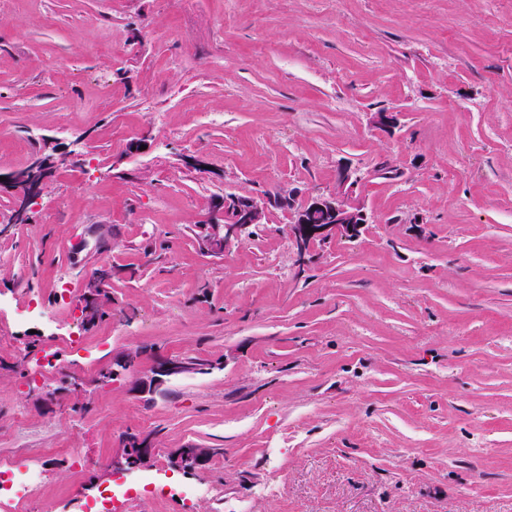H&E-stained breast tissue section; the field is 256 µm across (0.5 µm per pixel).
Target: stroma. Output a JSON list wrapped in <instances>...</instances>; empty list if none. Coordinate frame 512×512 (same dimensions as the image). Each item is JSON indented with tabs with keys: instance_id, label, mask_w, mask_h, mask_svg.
I'll return each mask as SVG.
<instances>
[{
	"instance_id": "1",
	"label": "stroma",
	"mask_w": 512,
	"mask_h": 512,
	"mask_svg": "<svg viewBox=\"0 0 512 512\" xmlns=\"http://www.w3.org/2000/svg\"><path fill=\"white\" fill-rule=\"evenodd\" d=\"M40 154L28 223L0 185V294L56 317L52 342L0 312V457L51 453L38 512L143 475L166 498L113 512H512V0H0V172ZM344 165L358 240L300 262L272 208L204 251L224 194L326 193ZM129 351L208 366L143 395L105 377ZM129 434L153 461L113 471ZM186 447L210 464L175 469ZM111 276V272L109 270L103 269L96 276L90 278L87 288L88 295L84 299V305L82 307L83 320L86 322V325H92L97 318L103 319L109 315V313L103 308H101V303L99 301L98 295L100 290L105 286L106 280ZM100 311V314H99ZM99 314V316H98Z\"/></svg>"
}]
</instances>
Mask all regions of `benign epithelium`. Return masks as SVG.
I'll list each match as a JSON object with an SVG mask.
<instances>
[{"label":"benign epithelium","mask_w":512,"mask_h":512,"mask_svg":"<svg viewBox=\"0 0 512 512\" xmlns=\"http://www.w3.org/2000/svg\"><path fill=\"white\" fill-rule=\"evenodd\" d=\"M370 124L391 131L399 125V113L375 112ZM54 168L53 161L40 156L34 158L27 169L8 176L15 188L11 223L21 222ZM360 180L357 170L345 166L340 171L336 190L311 196L297 206L278 195H268L259 201L254 197L226 194L220 214L201 225L204 249L211 255H223L230 246L240 242L252 226L263 223L270 206L285 204L293 209L289 231L299 255H306L316 242L323 243L336 237L355 240L369 224L368 213L357 195ZM110 276L111 272L103 269L87 284L88 295L84 299L82 314L88 325L98 318L101 308L98 295ZM187 372L188 365L179 360L160 359L149 373L135 375V383L141 392L154 393L166 378ZM153 455L147 439H127L120 456L112 461V467L126 471L139 469L146 466ZM174 458L178 469L190 473L204 467L210 461L211 453L207 448H178Z\"/></svg>","instance_id":"obj_1"}]
</instances>
